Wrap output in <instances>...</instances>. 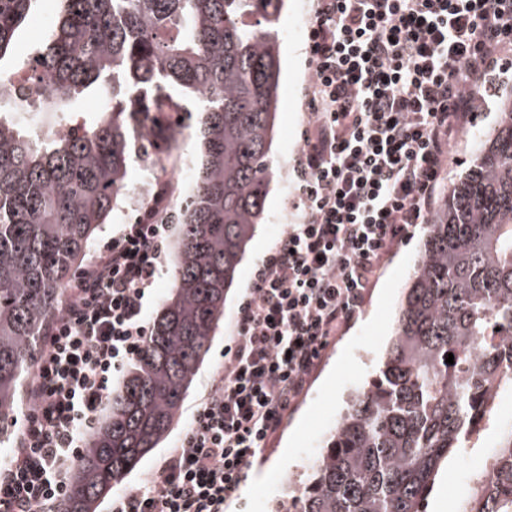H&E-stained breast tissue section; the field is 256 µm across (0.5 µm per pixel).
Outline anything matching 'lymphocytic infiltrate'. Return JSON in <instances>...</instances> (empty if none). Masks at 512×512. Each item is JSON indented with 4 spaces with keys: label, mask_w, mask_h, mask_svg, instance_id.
Listing matches in <instances>:
<instances>
[{
    "label": "lymphocytic infiltrate",
    "mask_w": 512,
    "mask_h": 512,
    "mask_svg": "<svg viewBox=\"0 0 512 512\" xmlns=\"http://www.w3.org/2000/svg\"><path fill=\"white\" fill-rule=\"evenodd\" d=\"M307 40L298 221L255 272L188 430L108 512H225L391 249L430 223L471 90L512 53V0H315ZM169 235L146 212L75 277L42 338L15 453L0 465V512H57L67 497V471L115 373L143 356Z\"/></svg>",
    "instance_id": "obj_1"
}]
</instances>
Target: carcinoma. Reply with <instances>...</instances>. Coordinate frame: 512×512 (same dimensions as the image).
<instances>
[{
  "label": "carcinoma",
  "mask_w": 512,
  "mask_h": 512,
  "mask_svg": "<svg viewBox=\"0 0 512 512\" xmlns=\"http://www.w3.org/2000/svg\"><path fill=\"white\" fill-rule=\"evenodd\" d=\"M36 0H0V73ZM37 65L47 93L17 115L0 82V451L16 428L40 340L79 259L127 189L134 165H176L163 125L169 90L197 107L201 147L179 225L172 294L145 355L112 389L106 417L69 472L58 512H97L170 432L224 319V300L263 218L275 175L282 0H59ZM111 97L93 118L77 109ZM431 223L404 288L395 335L347 403L284 512H425L441 465L492 429L500 475L483 471L461 512H512V90ZM453 354L454 364L446 363Z\"/></svg>",
  "instance_id": "1"
}]
</instances>
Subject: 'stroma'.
Segmentation results:
<instances>
[{"mask_svg": "<svg viewBox=\"0 0 512 512\" xmlns=\"http://www.w3.org/2000/svg\"><path fill=\"white\" fill-rule=\"evenodd\" d=\"M313 5V0H284V18L276 27L281 42V101L274 142L277 175L270 185L263 220L247 247L226 297L224 319L174 428L163 447L156 449L126 478L123 489L134 488L155 475L168 449L185 433L208 384L224 363V349L233 319L256 269L270 253L276 238L297 220L292 207L297 187L294 165L310 121L305 101L310 71L306 32L290 27L287 17L297 8L304 16H312ZM56 11L57 0H37L34 11L19 32L15 47L17 59H25L30 45L46 40ZM494 87V92L481 89L474 94L472 112L451 150L449 171L437 191L438 197H445L459 174L468 167L473 157L472 137L495 123L499 95L512 87V70L498 75ZM144 189L156 192L158 184L150 180L148 171L133 170L129 200L97 231L87 248L88 254L97 253L121 225L132 223L138 214L137 197ZM424 232V226H417L411 238L397 245L386 258L361 314L326 350L304 394L271 437L263 455L250 464L247 478L227 512H276L288 493L289 481L305 476L312 458L320 452L324 439L335 427L349 394L368 381L377 357L390 339L397 301L421 253ZM485 454V449L478 448L451 459L435 481L434 492L425 504L426 512H437V503L442 498L449 500L452 507H460L469 494L471 477Z\"/></svg>", "mask_w": 512, "mask_h": 512, "instance_id": "1", "label": "stroma"}]
</instances>
